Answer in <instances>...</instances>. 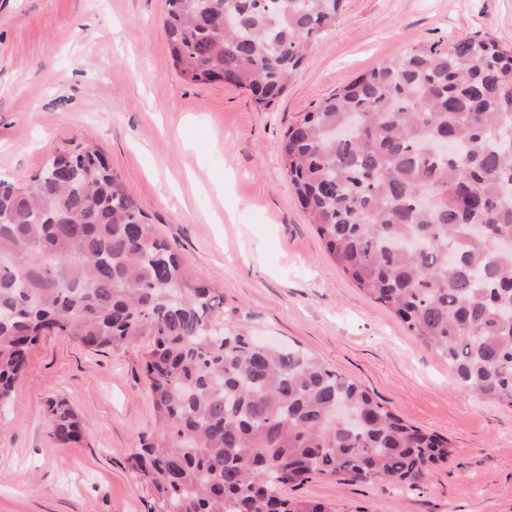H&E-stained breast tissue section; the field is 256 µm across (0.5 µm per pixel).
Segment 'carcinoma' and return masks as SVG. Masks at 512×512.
<instances>
[{"mask_svg": "<svg viewBox=\"0 0 512 512\" xmlns=\"http://www.w3.org/2000/svg\"><path fill=\"white\" fill-rule=\"evenodd\" d=\"M343 0H165L173 66L269 107ZM235 17L229 31L214 21ZM512 47L440 37L365 71L288 125V178L326 256L448 362L512 407ZM481 226L477 238L473 228ZM90 140L30 179L0 180V408L29 349L63 333L99 352L142 337L153 429L128 458L149 512H331L291 498L314 478L413 487L448 439L410 425L359 381L224 315ZM50 435L81 423L49 404Z\"/></svg>", "mask_w": 512, "mask_h": 512, "instance_id": "cac0c4a2", "label": "carcinoma"}]
</instances>
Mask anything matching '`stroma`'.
<instances>
[{
  "label": "stroma",
  "instance_id": "35a3bbf8",
  "mask_svg": "<svg viewBox=\"0 0 512 512\" xmlns=\"http://www.w3.org/2000/svg\"><path fill=\"white\" fill-rule=\"evenodd\" d=\"M163 10L164 0H0V178L23 183L55 149L91 139L227 314L453 447L412 488L315 478L290 496L335 512H512V407L462 388L325 256L280 152L297 113L409 47L485 32L512 46V0H346L265 109L229 85L183 82ZM142 349L97 354L52 333L34 346L0 435V512H147L150 491L127 462L153 427ZM56 400L78 413L81 442L51 437Z\"/></svg>",
  "mask_w": 512,
  "mask_h": 512
}]
</instances>
